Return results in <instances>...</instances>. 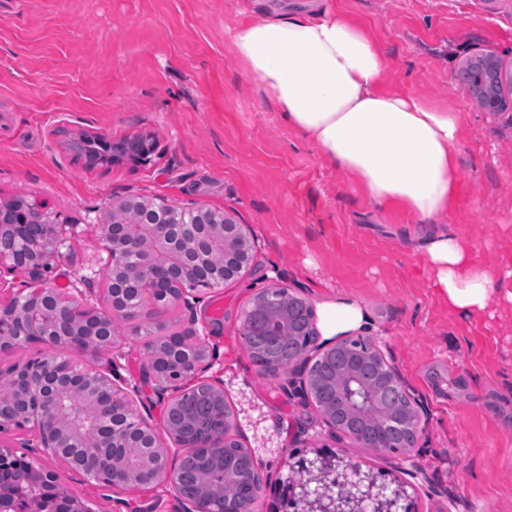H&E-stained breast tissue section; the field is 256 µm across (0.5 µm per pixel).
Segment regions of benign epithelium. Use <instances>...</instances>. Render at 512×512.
Returning <instances> with one entry per match:
<instances>
[{"mask_svg": "<svg viewBox=\"0 0 512 512\" xmlns=\"http://www.w3.org/2000/svg\"><path fill=\"white\" fill-rule=\"evenodd\" d=\"M144 206L147 210L144 225L135 231L126 224L99 226L101 245L114 267L125 265L131 252L146 257L150 250L156 249L158 240L168 249L180 248L173 275L144 281L140 284L141 290L168 304L182 305L190 310L189 295L197 282L206 279L213 288L224 284L223 275H213L205 266L212 240H223L224 252L248 261L250 238L243 225L224 216L218 219L216 212L196 205L181 210L195 223L192 235L185 236V225L170 223L178 214L165 200L146 202ZM74 228L75 225L68 221L44 220L40 211L33 207L14 212L0 209V269L21 270L30 283V291L17 293L18 304L0 305V354L23 343L46 345L28 361V365L38 366V376L27 378L20 394L0 400V435L31 427L38 433V447L45 453L67 468L78 470L116 491L126 487L125 474L134 471L139 475L141 485L167 488L181 502L183 512H216L207 490L192 497L183 495L179 463L167 453L152 452L157 444L155 428L137 411L128 390L112 381V374L93 368L76 372L65 360L50 355L47 346L57 344L66 351L75 348L92 359L99 358L104 350L114 349L117 345V340L112 338V318L130 313L128 309L111 304L103 309L85 307L59 293L53 272L62 257L61 248L72 236ZM348 343L349 340L343 339L327 346L320 344L312 348L306 345L296 350L286 365L259 364L264 375L285 379L286 384L310 399L333 436L338 433L352 436L366 411L354 392L339 387L335 398L319 401L307 362L309 352L314 350L317 360L339 365L345 379L359 382L366 360L345 355ZM172 345L177 350L188 351L185 362L177 363L161 353L152 356L141 370L142 379L154 385V392L164 407L171 409L178 400L170 394L172 373L178 374L181 391L189 393L203 385L217 400L224 401L223 384L201 380V373L209 366L210 355L198 336L194 319H189L188 326ZM372 354L381 363L384 387L412 408L407 415L392 409L383 412L376 445L385 448L398 439L404 447L413 448L421 431L418 403L379 350L372 348ZM72 407L98 409L97 427L100 431L93 441L81 438V429L70 412ZM164 430L182 454L197 447L174 425L169 423ZM118 439L124 444L126 454L106 476L103 456ZM230 443H239L232 417L224 424V437L214 442L213 447L222 448ZM289 469L316 471L326 484L336 481L339 474L342 482L351 487L348 495H338L334 490L324 495L309 481L283 480L279 493L294 494L300 512H412L406 483L390 480L385 474L371 476L362 471L357 462L327 448H314L303 453L300 460H291Z\"/></svg>", "mask_w": 512, "mask_h": 512, "instance_id": "obj_1", "label": "benign epithelium"}]
</instances>
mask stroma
<instances>
[{"label":"stroma","instance_id":"obj_1","mask_svg":"<svg viewBox=\"0 0 512 512\" xmlns=\"http://www.w3.org/2000/svg\"><path fill=\"white\" fill-rule=\"evenodd\" d=\"M342 15L387 59L381 82L457 112L458 189L441 216L497 279L486 308L450 314L435 294L403 208L378 207L348 175L280 118L237 58L232 32L261 14ZM491 51L512 82V0H0V202L23 194L77 225L56 282L81 302L101 297L97 220L114 201L202 205L249 228L253 259L240 277L205 290L194 311L167 306V331L195 319L264 481L267 512L291 449L329 445L363 468L414 485L417 512H512V107H477L462 65ZM87 133L149 135V163L117 158L89 169L72 147ZM279 286L312 306L353 299L365 336L394 365L422 410L406 456L369 454L332 438L311 407L261 373L244 349L242 314ZM119 345L101 368L135 402L153 398L140 369L146 337L114 322ZM425 477L411 478L403 458ZM60 471V470H59ZM64 488L94 512H181L162 486L113 491L63 470Z\"/></svg>","mask_w":512,"mask_h":512}]
</instances>
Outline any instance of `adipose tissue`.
I'll list each match as a JSON object with an SVG mask.
<instances>
[{"instance_id": "1", "label": "adipose tissue", "mask_w": 512, "mask_h": 512, "mask_svg": "<svg viewBox=\"0 0 512 512\" xmlns=\"http://www.w3.org/2000/svg\"><path fill=\"white\" fill-rule=\"evenodd\" d=\"M232 44L289 127L361 184L373 204L400 205L428 225L419 249L449 311L464 317L483 310L493 276L454 231L432 224L457 191V114L381 90L385 56L362 27L336 14L253 20L235 31ZM368 323L356 301L320 307L325 337Z\"/></svg>"}]
</instances>
